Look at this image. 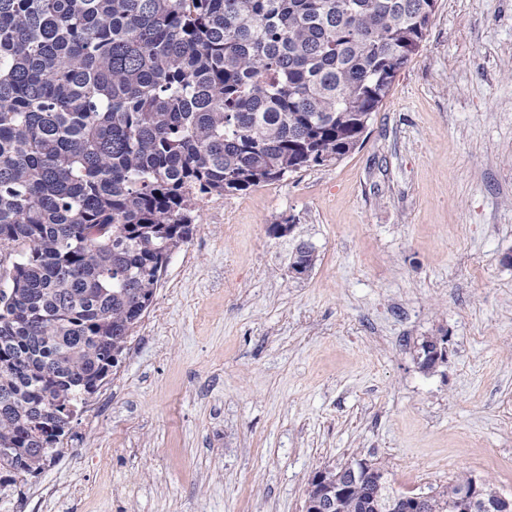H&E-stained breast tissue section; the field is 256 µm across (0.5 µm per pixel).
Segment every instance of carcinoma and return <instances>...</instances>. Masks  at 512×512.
<instances>
[{
    "instance_id": "1",
    "label": "carcinoma",
    "mask_w": 512,
    "mask_h": 512,
    "mask_svg": "<svg viewBox=\"0 0 512 512\" xmlns=\"http://www.w3.org/2000/svg\"><path fill=\"white\" fill-rule=\"evenodd\" d=\"M436 8L0 0V488L43 470L126 353L199 202L358 149ZM472 478L420 512H472ZM406 497L352 480L336 512Z\"/></svg>"
}]
</instances>
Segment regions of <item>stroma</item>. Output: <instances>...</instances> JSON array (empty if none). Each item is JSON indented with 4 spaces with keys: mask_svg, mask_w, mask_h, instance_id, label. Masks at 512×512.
<instances>
[{
    "mask_svg": "<svg viewBox=\"0 0 512 512\" xmlns=\"http://www.w3.org/2000/svg\"><path fill=\"white\" fill-rule=\"evenodd\" d=\"M196 225L73 452L0 512H303L356 459L404 493L470 472L512 495V0H438L360 149Z\"/></svg>",
    "mask_w": 512,
    "mask_h": 512,
    "instance_id": "1",
    "label": "stroma"
}]
</instances>
